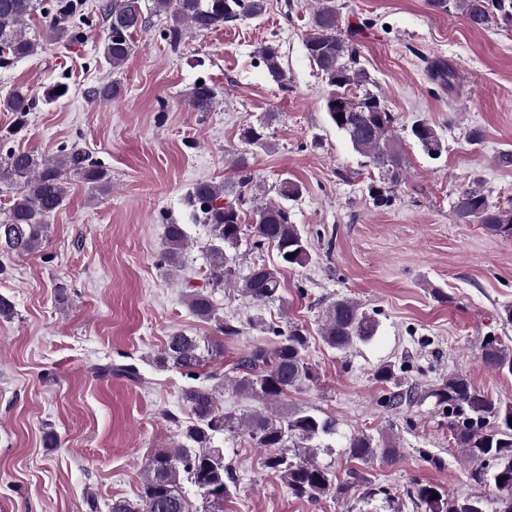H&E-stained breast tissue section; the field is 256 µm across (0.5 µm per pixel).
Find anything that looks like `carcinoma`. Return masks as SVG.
Segmentation results:
<instances>
[{"label":"carcinoma","mask_w":512,"mask_h":512,"mask_svg":"<svg viewBox=\"0 0 512 512\" xmlns=\"http://www.w3.org/2000/svg\"><path fill=\"white\" fill-rule=\"evenodd\" d=\"M439 11L455 10L474 29H485L502 20L512 23V0H429ZM155 12L164 13L170 23L159 37L176 50L187 30L201 33L224 24L256 19L265 11V0H154ZM98 11L107 23L103 57L112 69L122 67L135 49L134 36L143 31L149 18L144 16L139 0H103ZM44 19L49 39L75 43L83 37L81 26L89 24L83 0H0V67L7 68L19 57L33 56L42 44L27 37L26 28L36 16ZM303 46L310 63L320 72L329 87L325 109L331 123L342 132L353 149L377 169L398 182L406 168L405 157L394 146V116L386 101L367 88L371 78L362 63L358 40L352 31H343L336 0H317ZM268 75L280 86L286 85V72L281 66L278 46L267 43L257 51ZM430 77L443 85L451 84L454 71L441 60L428 68ZM94 101H110L121 94L117 83H105L87 91ZM215 91L207 83L194 86L188 106L196 112L210 111ZM0 106L25 122L33 99L23 90H15L0 101ZM245 142L267 145V125L248 124ZM410 137L424 153L438 158L442 141L430 123L418 120L411 126ZM81 175L91 188L104 191L110 187V175L101 165L88 162L85 152L75 147H60L55 157H39L32 152L13 149L0 137V187L11 195L10 205L0 221V245L17 254L41 250L48 237L45 218L65 202L69 186L67 171ZM302 195V186L289 178L280 182L276 202L256 204L246 211L249 198L240 192L235 199H224V186L211 181L196 183L187 193L185 203L195 221L209 229L206 243L209 285L222 288L226 282L242 297L256 305L279 298L282 272L306 265L311 257L308 239L293 223L289 202ZM455 218L465 224L482 225L493 235L512 238V211L489 204L476 189L460 191L453 202ZM252 233V248L273 247L277 262L255 264L249 273L236 278L226 249L238 245L245 229ZM187 245L183 224L165 225L163 265L178 268ZM189 311L199 320L214 323L216 333L225 338L243 332L239 320L225 319L216 313L212 293L194 288L185 294ZM265 334L264 341L248 349L224 376L212 375L217 387L191 386L184 400L192 420L181 423L178 441L172 448L155 453L147 462L139 503L125 499L112 502L109 512H224V501L233 495L236 478L225 464L224 450L214 446L215 439L243 429L250 443L267 450L264 465L280 475L292 495L318 499L332 495L341 497L352 489L366 503L377 499L389 505L394 498L386 486L367 479L351 469L349 479L340 483L329 464L316 459V450L336 435L337 423L306 409H288V394L315 379L316 370L307 356V331L295 322L282 325L268 323L260 317L248 320ZM378 321L350 298L336 300L326 311L321 336L324 343L345 352L357 343H367L376 336ZM482 363L489 369L512 375V349L497 336L484 337L480 347ZM204 362L200 340L184 332L170 334L157 363L172 366L191 379L199 374ZM99 376L114 373L136 379L139 371L132 364L98 365ZM376 380L388 386L380 403L388 411L398 412L418 401L414 387L398 384L395 366H378ZM255 399L264 405L244 421L224 412L216 398V388ZM437 407L448 417V430L456 447L472 464L470 482L481 489L478 494L454 496L433 484L417 483L406 496L425 512H512V404L494 401L464 375L453 373L432 391ZM344 454L354 461L369 462L379 455L384 460L396 456L392 445L378 447L373 436L361 432L352 435ZM196 488L201 499L197 506L189 497L186 485Z\"/></svg>","instance_id":"cac0c4a2"}]
</instances>
